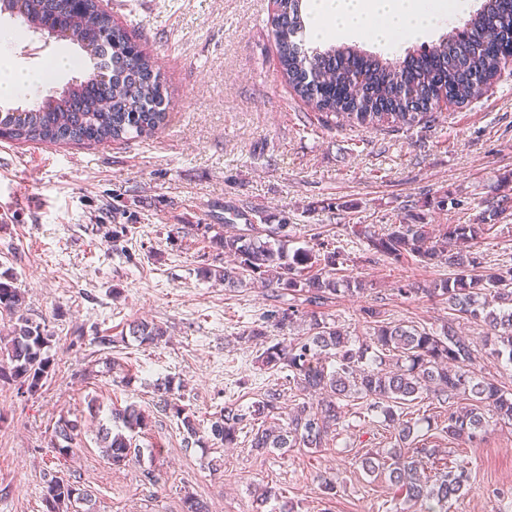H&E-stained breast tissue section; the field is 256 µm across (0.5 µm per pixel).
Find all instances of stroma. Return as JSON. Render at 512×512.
Returning <instances> with one entry per match:
<instances>
[{
    "label": "stroma",
    "mask_w": 512,
    "mask_h": 512,
    "mask_svg": "<svg viewBox=\"0 0 512 512\" xmlns=\"http://www.w3.org/2000/svg\"><path fill=\"white\" fill-rule=\"evenodd\" d=\"M102 3L154 58L168 122L151 137L108 145L0 140V272L11 270L26 292L25 314L52 332L54 358L37 394L0 386V512H43V474L54 466L80 474L94 512H185L188 495L209 512H272V504L256 503L265 485L296 512H421L385 474L358 465L366 449L391 442L380 412L361 401L346 402L345 421L325 446L260 458L244 440L184 447L176 418L156 405L155 386L171 381L182 405L206 421L228 404L248 409L284 381V373L261 368L257 345L241 337L262 323L266 292L229 290L196 272L206 250L199 227L223 230L228 207L258 224L288 220L292 250L319 238L345 242L343 273L363 284L319 307L299 305L293 324L269 328L271 340L304 336L314 316L368 339L369 307L391 321L440 328L450 315L445 301L397 288L447 277V267L368 259L351 230L398 222L406 205L426 206L445 191L454 203L428 208L430 224L472 223L500 200L499 180L512 174V70L479 99L440 108L408 130L330 128L280 74L271 0ZM5 27L19 31L14 65L37 70L60 52L80 53L2 14ZM145 320L166 329L164 342L130 337V323ZM457 329L474 342L477 373L512 390V365L491 356L484 327L464 320ZM103 335L112 336L111 347L97 345ZM129 404L151 419L138 443L152 454L115 467L96 435L112 407ZM62 417L78 424L79 450L65 460L50 442ZM428 442L469 464L470 487L449 512H512V423H491L477 445L449 441L438 429ZM212 458L218 470L207 468ZM147 468L158 484L144 481ZM326 479L335 495L323 493Z\"/></svg>",
    "instance_id": "stroma-1"
}]
</instances>
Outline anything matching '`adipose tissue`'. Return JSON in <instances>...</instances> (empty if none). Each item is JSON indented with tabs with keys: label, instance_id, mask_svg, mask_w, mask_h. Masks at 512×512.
Returning <instances> with one entry per match:
<instances>
[{
	"label": "adipose tissue",
	"instance_id": "adipose-tissue-1",
	"mask_svg": "<svg viewBox=\"0 0 512 512\" xmlns=\"http://www.w3.org/2000/svg\"><path fill=\"white\" fill-rule=\"evenodd\" d=\"M454 0H311L322 40L367 38L387 47L429 33L458 11ZM6 36H0V100L33 95L44 72L7 64Z\"/></svg>",
	"mask_w": 512,
	"mask_h": 512
}]
</instances>
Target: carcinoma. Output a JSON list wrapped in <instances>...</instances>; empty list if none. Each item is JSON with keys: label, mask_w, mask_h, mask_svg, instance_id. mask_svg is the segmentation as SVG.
Here are the masks:
<instances>
[{"label": "carcinoma", "mask_w": 512, "mask_h": 512, "mask_svg": "<svg viewBox=\"0 0 512 512\" xmlns=\"http://www.w3.org/2000/svg\"><path fill=\"white\" fill-rule=\"evenodd\" d=\"M15 16L34 30L49 34L47 21L67 20L68 40L77 44L86 58L108 55L110 74H91L47 95L30 109L0 110V140L64 145L107 144L148 137L167 121L166 90L151 57L134 49L126 32L112 23V15L88 0L85 12H70L68 0H16ZM273 36L283 75L297 95L320 114L325 125L344 123L377 129H410L440 108L438 92L448 87L449 104L464 105L480 98L507 68L496 54L478 51L472 43L512 29V0H483L481 7L457 31H450L438 43L393 61L368 53L357 46L326 44L302 48L305 22L300 0H280L272 19ZM504 208L481 212L472 224H450L435 230L424 216L407 212L402 221L381 232L359 225L354 235L367 244L373 256L396 263L414 257L424 266L445 265L448 277L426 288L400 286L401 295L425 294L448 301L452 317L441 331L387 322L375 308L363 310L372 323V338L360 342L333 323L311 318L309 331L292 342H277L264 348L257 362L266 370H288V385L299 394H320L317 403L302 401L288 413V423L269 425L281 415V389L271 387L251 405L249 414L232 406L212 417L202 427L195 413L178 404L172 383L156 388L159 408L180 421L185 447L204 448L208 438L226 447L238 444L246 417L261 422L250 431V451L257 456L275 452L285 455L290 448H319L343 424L341 402L361 399L367 407L381 410L385 420L397 424L395 443L383 455L366 451L361 467L368 473L387 474L391 485L404 492L405 502L423 503L425 512H448V501L466 487V464L453 469L436 458L434 451L415 446L418 422L400 419L402 405L433 397L448 404L442 431L448 440H483L490 420L512 422V393L493 380L475 373L472 342L459 335L455 321H479L486 327L491 355L506 357L512 364V266L486 265L477 250L479 240L499 222ZM212 225L201 236L217 255L232 258V265L202 266L197 275L224 281L226 288L257 285L271 289L273 304L265 323L248 328L246 336L259 341L267 326L283 329L295 311L281 306L286 294L309 304L324 305L336 298L340 287L351 280L340 275L339 265L348 260L345 247L320 240L316 247L288 253L289 234L285 224H247L225 234L210 235ZM24 291L13 274L0 273V314L13 321L10 333L0 336V384H15L33 393L48 376L53 359L47 355L52 335L45 327L24 315ZM139 343L157 345L166 330L148 321L130 327ZM374 351L372 362L367 354ZM332 360V368L326 361ZM467 400L463 410L456 400ZM98 443L109 463L120 466L140 461L142 449L136 436L148 428V416L130 404L114 408ZM75 424L59 419L54 438L61 456L74 452ZM439 468L431 480L422 475L425 466ZM44 512H71L78 504L92 512L91 496L76 474H44ZM278 502V512H295L294 503L279 490L266 487L261 502Z\"/></svg>", "instance_id": "1"}]
</instances>
